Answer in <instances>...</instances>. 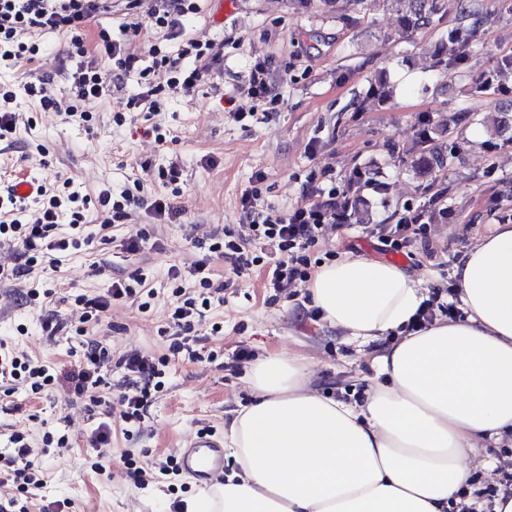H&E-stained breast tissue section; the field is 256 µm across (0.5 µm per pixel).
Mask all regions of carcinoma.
Listing matches in <instances>:
<instances>
[{"label":"carcinoma","instance_id":"carcinoma-1","mask_svg":"<svg viewBox=\"0 0 512 512\" xmlns=\"http://www.w3.org/2000/svg\"><path fill=\"white\" fill-rule=\"evenodd\" d=\"M355 5L373 6L383 3L391 7L398 15L401 32L412 35L416 32L435 31L443 24L445 0H352ZM509 13L512 15V0H495V9L486 7L483 0H460V18L456 26L448 30V39L456 45V53L447 56L438 50L435 67L443 76L467 77L471 61L474 58L473 33L479 27L493 20L494 17ZM393 95L387 74L378 72L368 81L365 96L379 102L389 100ZM416 139L419 152L413 159L412 167L426 174H433L448 167V159L460 150L456 142H448V129L435 126L428 117L418 119ZM445 194L439 190L432 192L428 208L434 219H445L449 215L444 206Z\"/></svg>","mask_w":512,"mask_h":512}]
</instances>
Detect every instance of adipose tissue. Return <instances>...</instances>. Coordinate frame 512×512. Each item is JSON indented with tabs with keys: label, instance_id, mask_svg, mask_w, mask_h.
<instances>
[{
	"label": "adipose tissue",
	"instance_id": "ef3b65f1",
	"mask_svg": "<svg viewBox=\"0 0 512 512\" xmlns=\"http://www.w3.org/2000/svg\"><path fill=\"white\" fill-rule=\"evenodd\" d=\"M462 318L400 335L374 363L362 405L310 386L280 357L250 371L254 399L224 428L237 464L187 512H457L477 470L512 447V224H496L455 262ZM306 292L330 326L377 340L408 323L422 282L392 262L349 256L321 266Z\"/></svg>",
	"mask_w": 512,
	"mask_h": 512
}]
</instances>
